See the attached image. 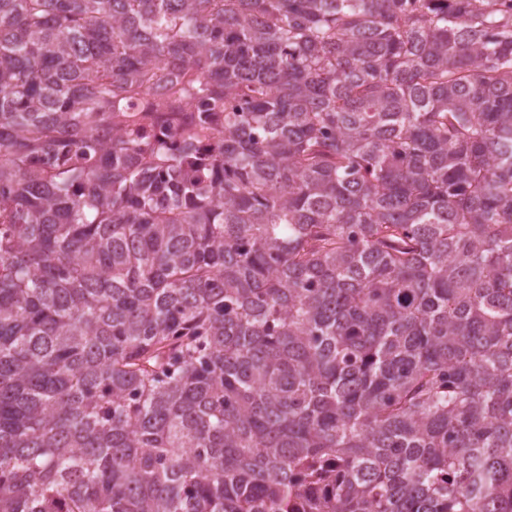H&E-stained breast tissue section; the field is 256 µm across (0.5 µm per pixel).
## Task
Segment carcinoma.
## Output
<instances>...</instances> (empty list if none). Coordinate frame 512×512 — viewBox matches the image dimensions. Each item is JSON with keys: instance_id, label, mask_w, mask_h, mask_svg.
Listing matches in <instances>:
<instances>
[{"instance_id": "carcinoma-1", "label": "carcinoma", "mask_w": 512, "mask_h": 512, "mask_svg": "<svg viewBox=\"0 0 512 512\" xmlns=\"http://www.w3.org/2000/svg\"><path fill=\"white\" fill-rule=\"evenodd\" d=\"M0 512H512V0H0Z\"/></svg>"}]
</instances>
